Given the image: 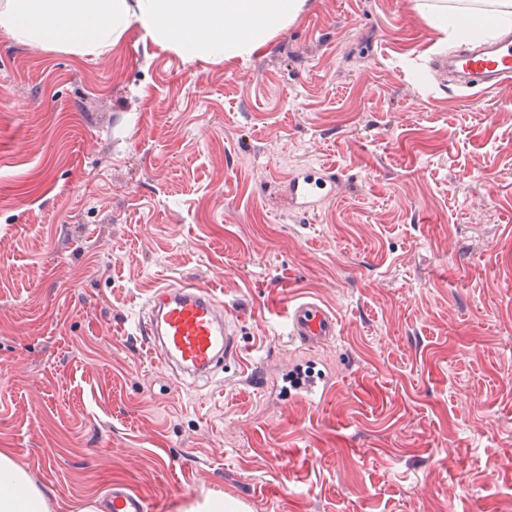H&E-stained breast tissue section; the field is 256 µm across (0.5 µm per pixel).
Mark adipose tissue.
I'll use <instances>...</instances> for the list:
<instances>
[{"instance_id": "adipose-tissue-1", "label": "adipose tissue", "mask_w": 512, "mask_h": 512, "mask_svg": "<svg viewBox=\"0 0 512 512\" xmlns=\"http://www.w3.org/2000/svg\"><path fill=\"white\" fill-rule=\"evenodd\" d=\"M422 15L442 32L482 21L512 25V0H431ZM0 512H50L44 490L9 448H0Z\"/></svg>"}]
</instances>
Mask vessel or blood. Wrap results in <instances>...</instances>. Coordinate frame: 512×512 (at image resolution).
<instances>
[{
	"label": "vessel or blood",
	"mask_w": 512,
	"mask_h": 512,
	"mask_svg": "<svg viewBox=\"0 0 512 512\" xmlns=\"http://www.w3.org/2000/svg\"><path fill=\"white\" fill-rule=\"evenodd\" d=\"M458 89L488 90L512 79V34L503 33L491 43L469 47L437 59ZM333 174L327 169L305 167L288 181L291 207L302 213L320 208L331 194ZM140 333L151 351L172 370L175 377L209 378L217 366L237 352L222 302L207 286L187 280L157 288L148 299ZM286 323L292 339L318 346L336 334V318L323 305L295 300L286 306ZM293 397L312 401L328 389L325 377L310 376L292 384ZM103 512H146L142 497L121 486L104 498Z\"/></svg>",
	"instance_id": "obj_1"
}]
</instances>
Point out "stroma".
Listing matches in <instances>:
<instances>
[{"label": "stroma", "instance_id": "obj_1", "mask_svg": "<svg viewBox=\"0 0 512 512\" xmlns=\"http://www.w3.org/2000/svg\"><path fill=\"white\" fill-rule=\"evenodd\" d=\"M419 0H306L246 59L131 25L104 54L0 32V448L51 512H512V81L468 97ZM320 164L333 201L289 178ZM214 289L239 343L172 383L139 332ZM338 319L290 338L287 302ZM315 361L313 402L280 370ZM334 183V174L326 168L305 167L288 181L291 207L305 214L316 211L332 198ZM328 186L331 189L326 191ZM329 385L326 383V376L311 375L304 382L293 383L289 390V396L313 402L317 397H323ZM102 508L103 512H145L146 504L142 497L125 487L114 486L104 498Z\"/></svg>", "mask_w": 512, "mask_h": 512}]
</instances>
